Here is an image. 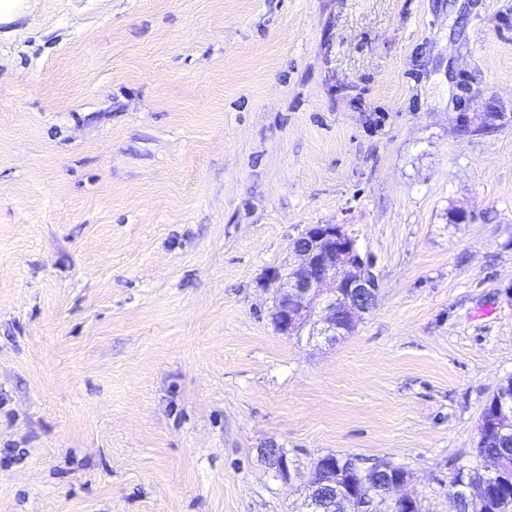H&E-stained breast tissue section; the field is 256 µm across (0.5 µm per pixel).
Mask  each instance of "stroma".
<instances>
[{"label":"stroma","instance_id":"obj_1","mask_svg":"<svg viewBox=\"0 0 512 512\" xmlns=\"http://www.w3.org/2000/svg\"><path fill=\"white\" fill-rule=\"evenodd\" d=\"M341 224L376 306L278 333ZM512 377V0H0V512H452ZM283 448L291 480L262 450ZM342 474H338V479L343 483H340V487L347 493V498L345 501L350 506L351 511L355 512H375L376 511V502L378 504V511L376 512H393L392 507L389 503L384 502L383 498L380 497L382 492V486L377 485V490L375 491L378 495L377 501L372 494V488L369 483H362L354 489L350 487H346L345 484H348V481L341 476ZM407 475L391 479L384 488V494L388 501L395 507L394 512H411L416 501L408 494L400 493V489L405 485Z\"/></svg>","mask_w":512,"mask_h":512}]
</instances>
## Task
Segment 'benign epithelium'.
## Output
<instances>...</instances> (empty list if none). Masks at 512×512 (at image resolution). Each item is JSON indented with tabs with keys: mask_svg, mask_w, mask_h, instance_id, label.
Returning <instances> with one entry per match:
<instances>
[{
	"mask_svg": "<svg viewBox=\"0 0 512 512\" xmlns=\"http://www.w3.org/2000/svg\"><path fill=\"white\" fill-rule=\"evenodd\" d=\"M292 247L298 264L277 275L278 296L270 312L277 332L300 335L311 324L329 342L350 334L357 321L376 304L378 279L370 258L362 254L356 239L340 224H316L295 239ZM327 464L321 456L315 462L306 485L309 510L318 509L312 492L318 470ZM292 465L288 454L279 451L270 462L274 473L286 480ZM407 477L387 482L384 494L394 512H412L416 501L400 492ZM353 512H376L372 488L362 483L355 488L340 484Z\"/></svg>",
	"mask_w": 512,
	"mask_h": 512,
	"instance_id": "obj_1",
	"label": "benign epithelium"
}]
</instances>
